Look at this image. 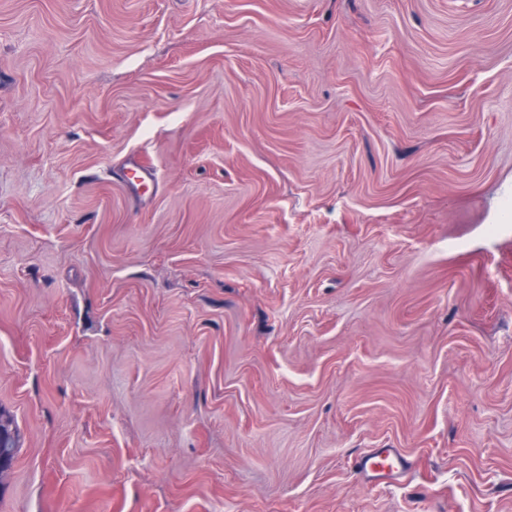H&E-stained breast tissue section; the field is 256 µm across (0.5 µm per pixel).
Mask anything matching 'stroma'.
I'll use <instances>...</instances> for the list:
<instances>
[{
  "instance_id": "stroma-1",
  "label": "stroma",
  "mask_w": 512,
  "mask_h": 512,
  "mask_svg": "<svg viewBox=\"0 0 512 512\" xmlns=\"http://www.w3.org/2000/svg\"><path fill=\"white\" fill-rule=\"evenodd\" d=\"M0 407V512H512V0H0ZM1 426L5 427L8 431H10L13 435V447L11 448H1L0 447V484L2 483L4 473L7 471L9 466H5L8 462L12 461L15 454L17 453L20 443H21V435L17 428L14 416L7 411L6 409L0 407V428ZM6 460L4 465L1 464V459ZM401 466L397 453L391 449L371 453L361 461V470L367 475L378 478L399 474Z\"/></svg>"
}]
</instances>
